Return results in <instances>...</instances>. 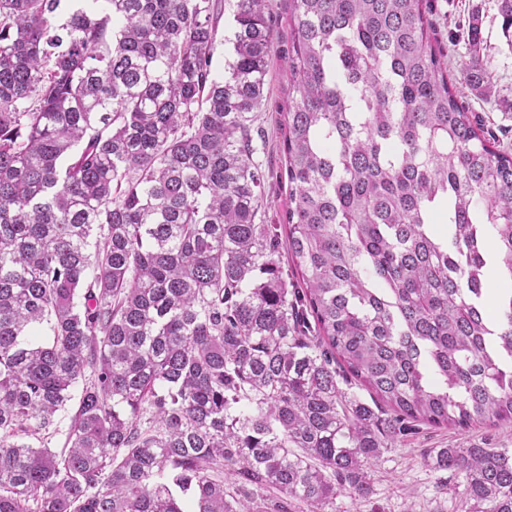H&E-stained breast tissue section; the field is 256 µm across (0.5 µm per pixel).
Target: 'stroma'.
I'll use <instances>...</instances> for the list:
<instances>
[{
	"label": "stroma",
	"instance_id": "35a3bbf8",
	"mask_svg": "<svg viewBox=\"0 0 512 512\" xmlns=\"http://www.w3.org/2000/svg\"><path fill=\"white\" fill-rule=\"evenodd\" d=\"M431 37L440 45L452 73H459L465 62L463 34L473 10H480L483 37L487 44V67L501 98L487 102L474 94L465 100L473 114L492 132L502 146L512 149V53L505 46L496 0H432ZM288 84L284 62H273L265 87V103L254 124L257 156L266 176L262 212L266 223H279L288 206V187L277 178L280 171L282 133L278 107ZM478 444L486 448H512V422L483 426L469 432L453 428L415 425L407 431L401 448L385 453L373 465L376 494L371 501L353 506L350 499L338 498V512H453L464 488L449 472L423 464L426 448H467Z\"/></svg>",
	"mask_w": 512,
	"mask_h": 512
}]
</instances>
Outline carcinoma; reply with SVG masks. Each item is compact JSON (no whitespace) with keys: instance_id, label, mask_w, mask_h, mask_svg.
<instances>
[{"instance_id":"carcinoma-1","label":"carcinoma","mask_w":512,"mask_h":512,"mask_svg":"<svg viewBox=\"0 0 512 512\" xmlns=\"http://www.w3.org/2000/svg\"><path fill=\"white\" fill-rule=\"evenodd\" d=\"M92 2L0 0V512H336L411 423L512 421V287L486 309L512 152L430 0H288L285 56L274 0H236L222 75L221 0ZM481 26L462 75L488 100ZM275 60L290 204L266 224ZM422 462L460 512H512V449ZM236 0H222V13L218 21V35L215 42L212 68L215 72H224L226 62L231 57V24ZM288 84V71L283 61L275 60L269 70L265 87V104L257 113L254 123V145L265 172V193L262 213L266 224H280L281 214L288 206V185L279 182L280 144L282 133L278 106Z\"/></svg>"}]
</instances>
